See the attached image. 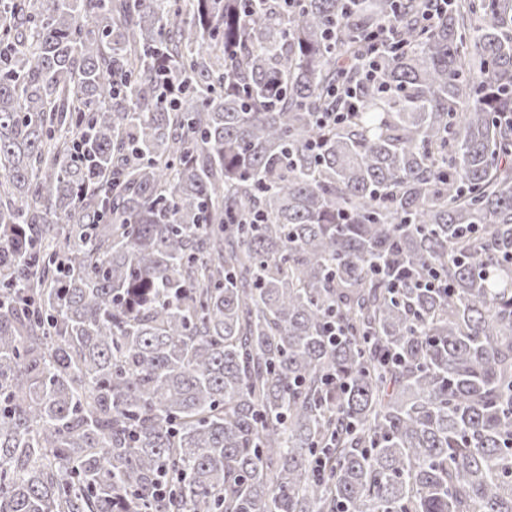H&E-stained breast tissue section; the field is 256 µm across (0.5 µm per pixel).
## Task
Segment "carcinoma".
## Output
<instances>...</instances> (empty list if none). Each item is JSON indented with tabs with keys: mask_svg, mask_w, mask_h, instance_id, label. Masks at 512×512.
Here are the masks:
<instances>
[{
	"mask_svg": "<svg viewBox=\"0 0 512 512\" xmlns=\"http://www.w3.org/2000/svg\"><path fill=\"white\" fill-rule=\"evenodd\" d=\"M245 2L0 0V512H512V0Z\"/></svg>",
	"mask_w": 512,
	"mask_h": 512,
	"instance_id": "carcinoma-1",
	"label": "carcinoma"
}]
</instances>
